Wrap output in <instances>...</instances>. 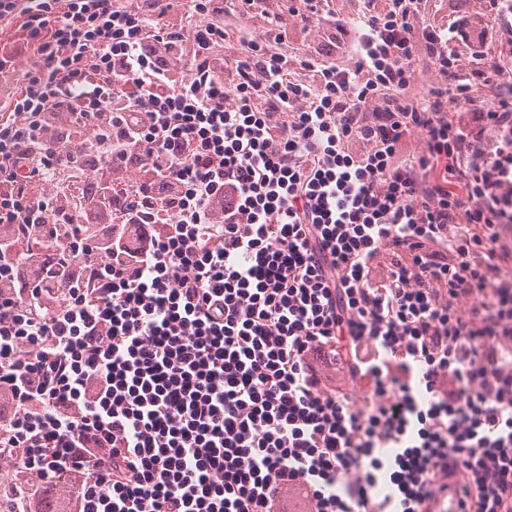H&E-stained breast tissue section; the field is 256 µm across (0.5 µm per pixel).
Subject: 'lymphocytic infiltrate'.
I'll return each instance as SVG.
<instances>
[{
    "instance_id": "1",
    "label": "lymphocytic infiltrate",
    "mask_w": 512,
    "mask_h": 512,
    "mask_svg": "<svg viewBox=\"0 0 512 512\" xmlns=\"http://www.w3.org/2000/svg\"><path fill=\"white\" fill-rule=\"evenodd\" d=\"M426 4L0 0V512H512V72ZM224 1V30L229 33L230 39L233 42H224V53L229 54L233 51L240 49L241 46L237 45L236 39L239 36L238 29L242 25L253 28H261L265 24L268 14H280L282 21L288 28V38L290 42L286 45L279 46V49L287 54L297 55L299 57L305 56L308 51L307 44L310 41H305L296 31L294 26L293 17L288 15V1L289 0H275L276 3L270 5L264 3L265 0H253L252 7L249 9L250 14L242 15L239 0H223ZM226 47V48H225ZM322 7L336 18L351 21L357 17L363 0H322ZM5 22H2V27L0 23V47L3 44H7L8 46H15L20 49L19 59L21 62H27L31 57V52L29 50L23 49L22 44V29H20L21 20L17 19L11 22L10 24L4 26ZM342 359L338 356V364L331 366L322 359H315L312 362L313 368L329 389H336L349 393L355 399H361L364 395L360 384L351 377L346 365V351H341Z\"/></svg>"
}]
</instances>
